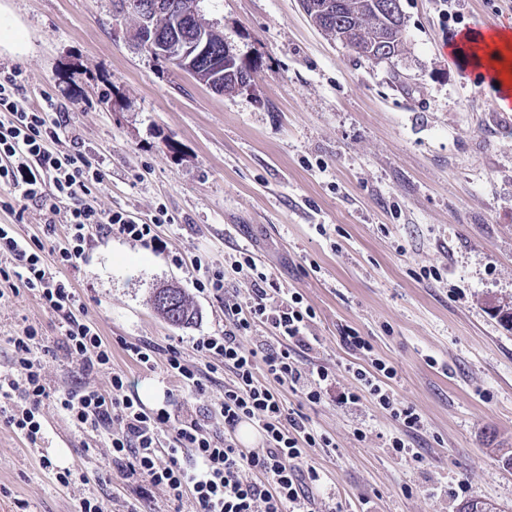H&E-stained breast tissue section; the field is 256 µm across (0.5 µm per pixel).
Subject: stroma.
<instances>
[{"mask_svg":"<svg viewBox=\"0 0 512 512\" xmlns=\"http://www.w3.org/2000/svg\"><path fill=\"white\" fill-rule=\"evenodd\" d=\"M400 4L406 48L377 64L326 37L299 0H200L254 73L251 90L219 94L145 52L135 17L112 0H0V23L26 31L20 50L0 46V69L22 68L31 105L49 93L66 108L69 130L108 172L101 209L146 221L162 205L173 218L167 250L99 237L71 274L113 370L131 392L154 388L146 408L170 404L223 433L214 407L230 372L196 393L124 345L148 340L205 368L193 341L223 331L224 298L195 288L192 260L223 269L243 303L250 284L224 265L243 248L316 312L307 364L329 369L328 392L318 404L285 393L333 442L304 461L321 475L313 512H459L470 499L512 512V330L492 311L512 303V112L446 52L461 28L512 26V0H455L457 23L443 20L445 0ZM170 283L197 311L188 327L153 310L154 289ZM31 324L54 396L40 406L38 445L0 415V512H76L84 498L99 512H197L192 497L173 504L162 487L126 478L108 439L72 423L56 395L82 379L110 393V376L82 375L60 321L5 282L0 373ZM352 330L371 354L346 345ZM372 356L396 369L390 387L422 418L411 439L420 461L389 450L400 426L372 397L336 399L351 384L345 365ZM65 467L82 481L58 484Z\"/></svg>","mask_w":512,"mask_h":512,"instance_id":"obj_1","label":"stroma"}]
</instances>
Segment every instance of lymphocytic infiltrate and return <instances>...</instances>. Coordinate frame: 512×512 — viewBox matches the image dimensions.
<instances>
[{"label":"lymphocytic infiltrate","instance_id":"lymphocytic-infiltrate-1","mask_svg":"<svg viewBox=\"0 0 512 512\" xmlns=\"http://www.w3.org/2000/svg\"><path fill=\"white\" fill-rule=\"evenodd\" d=\"M21 74L17 66L0 70V208L22 213L35 204L53 215L65 213L66 220L48 249L39 239L20 238L12 225L1 224L0 279L18 281L34 293L64 324L66 347L78 357L82 373L110 372L112 390L105 394L83 383L52 395L34 352L39 332L26 326L12 339L15 374L0 376L1 400L11 399L18 390L25 399L10 408L9 426L29 443H37L43 437L39 407L53 396L75 426L108 432L113 461L124 463L128 475L163 487L170 501L192 496L198 512H310V490L320 475L315 468H301L300 462L309 449L330 446L331 441L313 434L304 418L295 415L284 391L299 392L312 404L322 399L328 370L308 368L300 358L313 348L307 330L314 309L299 293L278 287L253 255H233L231 265L249 280L251 298L225 303L223 334L194 342L197 351L209 356L210 373L225 369L233 375L218 402L223 435L165 407L147 410L130 393L126 375L113 371L112 347L99 328L80 318L81 298L65 272L79 268L98 235L117 234L145 248L164 250L161 229L173 218L160 206L141 224L124 209L97 207L92 197L106 180L104 167L91 161L77 138H68V147L58 149L66 138V114L49 95L39 107L28 106L21 96ZM259 326L275 338V345L246 349L244 337ZM345 371L354 384L340 394V402L353 404L363 394L373 396L402 427L390 449L419 460L406 436L421 429V418L412 407L396 406L386 386L395 368L376 358L367 367L347 364ZM246 419L256 423L263 436L259 449L246 451L237 444V427ZM165 423L175 431L167 449L158 432Z\"/></svg>","mask_w":512,"mask_h":512}]
</instances>
